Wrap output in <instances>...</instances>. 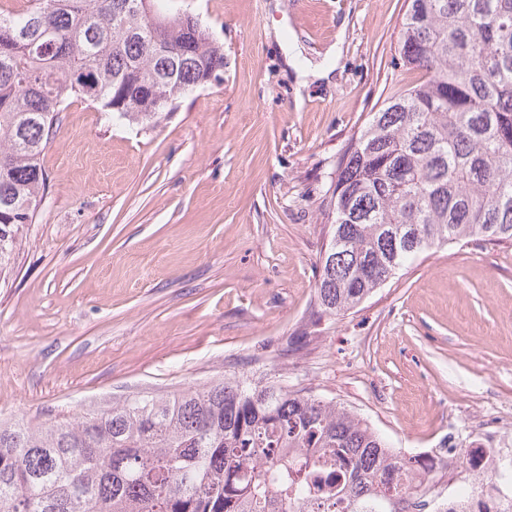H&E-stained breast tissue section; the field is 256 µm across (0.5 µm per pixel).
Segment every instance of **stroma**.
I'll list each match as a JSON object with an SVG mask.
<instances>
[{
  "label": "stroma",
  "mask_w": 512,
  "mask_h": 512,
  "mask_svg": "<svg viewBox=\"0 0 512 512\" xmlns=\"http://www.w3.org/2000/svg\"><path fill=\"white\" fill-rule=\"evenodd\" d=\"M224 71L150 128L71 98L0 271V420L67 422L233 373L341 403L416 455L512 446V242L430 250L316 315L336 167L384 100L405 0H176ZM332 66L298 88L283 45Z\"/></svg>",
  "instance_id": "35a3bbf8"
}]
</instances>
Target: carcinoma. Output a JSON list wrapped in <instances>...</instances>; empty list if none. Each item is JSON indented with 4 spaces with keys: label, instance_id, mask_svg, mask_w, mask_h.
Here are the masks:
<instances>
[{
    "label": "carcinoma",
    "instance_id": "carcinoma-1",
    "mask_svg": "<svg viewBox=\"0 0 512 512\" xmlns=\"http://www.w3.org/2000/svg\"><path fill=\"white\" fill-rule=\"evenodd\" d=\"M29 2L0 11L1 268L69 97L149 125L224 71V46L191 15ZM397 50L423 80L385 100L338 166L321 317L434 247L512 242V0H407ZM447 472L446 442L410 456L347 408L247 374L70 422L0 423V512H433Z\"/></svg>",
    "mask_w": 512,
    "mask_h": 512
}]
</instances>
